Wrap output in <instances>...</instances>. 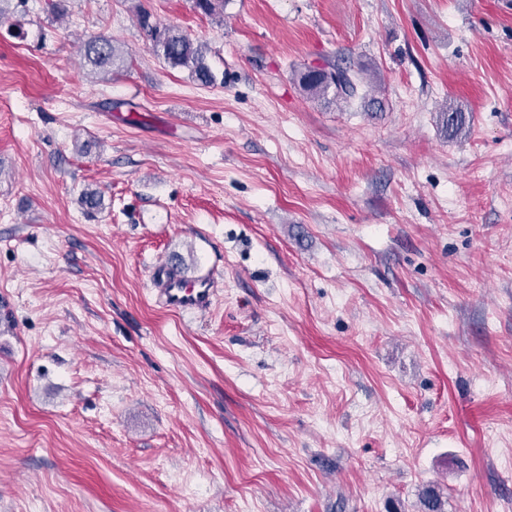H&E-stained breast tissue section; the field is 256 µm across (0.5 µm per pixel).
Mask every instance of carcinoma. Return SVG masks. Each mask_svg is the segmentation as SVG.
<instances>
[{
    "instance_id": "obj_1",
    "label": "carcinoma",
    "mask_w": 512,
    "mask_h": 512,
    "mask_svg": "<svg viewBox=\"0 0 512 512\" xmlns=\"http://www.w3.org/2000/svg\"><path fill=\"white\" fill-rule=\"evenodd\" d=\"M194 9L215 18L224 16V0H193ZM140 27L146 31L156 52L173 68H187L192 77L203 84H212L215 76L206 62V49L179 30L161 26L152 20V15L143 10L138 14ZM82 57L91 71L105 76L112 73V66L119 57V49L112 38L99 35L86 41ZM299 86L311 96L326 97L349 102L360 96V71L339 64L326 68L310 67L297 73ZM443 124L448 136L455 137L467 127L465 112L452 106L443 113ZM421 512H445L443 494L428 487L420 497Z\"/></svg>"
}]
</instances>
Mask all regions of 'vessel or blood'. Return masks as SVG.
<instances>
[{
  "mask_svg": "<svg viewBox=\"0 0 512 512\" xmlns=\"http://www.w3.org/2000/svg\"><path fill=\"white\" fill-rule=\"evenodd\" d=\"M158 294L165 308L181 313H203L214 301V286L206 274L188 276L167 267L158 276Z\"/></svg>",
  "mask_w": 512,
  "mask_h": 512,
  "instance_id": "b4317fda",
  "label": "vessel or blood"
}]
</instances>
